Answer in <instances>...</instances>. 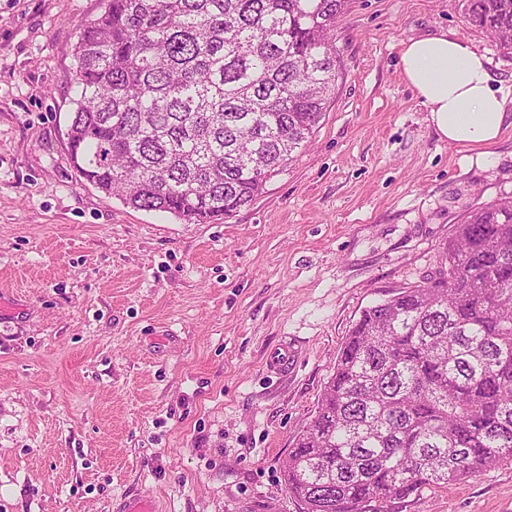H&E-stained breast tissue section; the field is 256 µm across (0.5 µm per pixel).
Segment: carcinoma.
<instances>
[{"label":"carcinoma","mask_w":512,"mask_h":512,"mask_svg":"<svg viewBox=\"0 0 512 512\" xmlns=\"http://www.w3.org/2000/svg\"><path fill=\"white\" fill-rule=\"evenodd\" d=\"M345 0H106L73 45L80 176L138 210L227 220L319 127ZM512 57V0H466ZM446 269L362 310L282 473L302 512H398L512 461V196L457 225Z\"/></svg>","instance_id":"1"}]
</instances>
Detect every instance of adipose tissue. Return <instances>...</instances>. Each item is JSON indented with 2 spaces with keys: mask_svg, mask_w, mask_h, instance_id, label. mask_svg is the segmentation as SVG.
Returning a JSON list of instances; mask_svg holds the SVG:
<instances>
[{
  "mask_svg": "<svg viewBox=\"0 0 512 512\" xmlns=\"http://www.w3.org/2000/svg\"><path fill=\"white\" fill-rule=\"evenodd\" d=\"M401 65L441 137L463 148L487 147L500 138L507 98L492 87L483 55L443 33L405 43Z\"/></svg>",
  "mask_w": 512,
  "mask_h": 512,
  "instance_id": "obj_1",
  "label": "adipose tissue"
}]
</instances>
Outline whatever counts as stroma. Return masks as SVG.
Here are the masks:
<instances>
[{
  "instance_id": "stroma-1",
  "label": "stroma",
  "mask_w": 512,
  "mask_h": 512,
  "mask_svg": "<svg viewBox=\"0 0 512 512\" xmlns=\"http://www.w3.org/2000/svg\"><path fill=\"white\" fill-rule=\"evenodd\" d=\"M104 3L0 0V512H300L282 464L353 323L512 193V126L484 148L441 138L403 46L453 33L505 89L512 58L464 0H347L310 147L233 218L188 224L70 161L71 47ZM402 512H512V462Z\"/></svg>"
}]
</instances>
